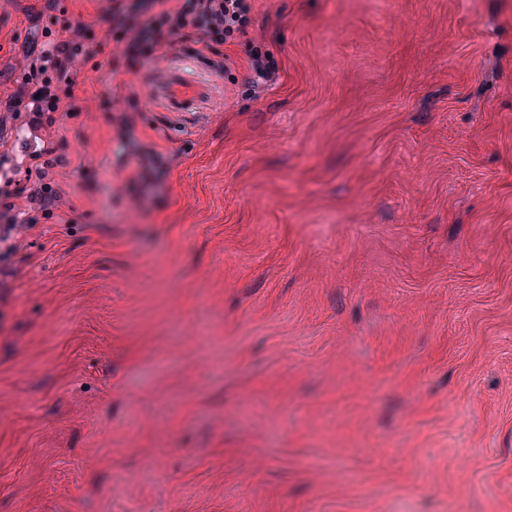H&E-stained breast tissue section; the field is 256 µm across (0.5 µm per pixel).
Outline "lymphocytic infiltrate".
Returning <instances> with one entry per match:
<instances>
[{
  "label": "lymphocytic infiltrate",
  "instance_id": "1",
  "mask_svg": "<svg viewBox=\"0 0 512 512\" xmlns=\"http://www.w3.org/2000/svg\"><path fill=\"white\" fill-rule=\"evenodd\" d=\"M114 14L120 16V33L130 55L151 60L157 51L169 44L173 35L192 29L203 47L211 43L246 39L245 63L253 77L269 79L273 61L260 39L251 37L252 0H112ZM71 53L60 44H52L43 55V62L33 71L49 86L44 117L48 126L58 118L67 117L76 98L77 81L70 72ZM51 148H43L29 157L20 179L6 180L0 186V276L12 275V262L24 241V232L37 228V219H28L17 226L16 213L28 204L40 202L49 206L60 199L56 182V163Z\"/></svg>",
  "mask_w": 512,
  "mask_h": 512
}]
</instances>
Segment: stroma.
<instances>
[{
	"instance_id": "stroma-1",
	"label": "stroma",
	"mask_w": 512,
	"mask_h": 512,
	"mask_svg": "<svg viewBox=\"0 0 512 512\" xmlns=\"http://www.w3.org/2000/svg\"><path fill=\"white\" fill-rule=\"evenodd\" d=\"M249 32L256 94L242 44L152 62L112 0H0L11 167L48 44L97 50L38 139L81 191L0 297V512H512V0H254Z\"/></svg>"
}]
</instances>
